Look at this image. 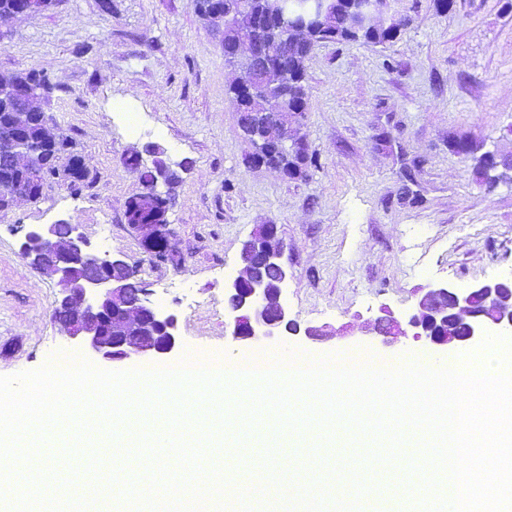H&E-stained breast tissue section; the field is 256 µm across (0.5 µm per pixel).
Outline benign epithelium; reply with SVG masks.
I'll return each mask as SVG.
<instances>
[{"label": "benign epithelium", "mask_w": 512, "mask_h": 512, "mask_svg": "<svg viewBox=\"0 0 512 512\" xmlns=\"http://www.w3.org/2000/svg\"><path fill=\"white\" fill-rule=\"evenodd\" d=\"M323 4L324 0H306L301 12L280 11L277 29L285 35L300 32V24L321 15ZM242 57L251 64L247 85L251 101L266 109L262 114L240 113V127L246 129L258 115L269 119L277 116L272 111L276 99L267 88L266 73L275 63L281 73L288 74V58L274 41L261 37H245L237 42L224 62L233 68ZM46 152L45 148L35 152L16 147L1 154L0 160L14 165L18 163L17 154L25 155L30 183L38 186L39 193ZM131 228L146 242L167 239L164 224H133ZM272 235H278L275 224H263L253 233L241 249L240 274L224 284L230 336L239 341L290 336L316 340L323 335L322 330L301 326L281 300L288 272L281 262L282 249L267 244ZM20 254L55 279L59 296L54 316L60 333L83 344L99 362L111 365L177 349L176 316L154 307L146 289L134 288V272L122 256L95 254L80 225L66 221L34 224L23 237ZM269 267L278 272L273 282L266 276ZM373 330L387 344L403 337L437 350L467 352L487 333L512 335V278L481 281L466 289L448 282L433 283L412 311L400 318L378 317Z\"/></svg>", "instance_id": "benign-epithelium-1"}]
</instances>
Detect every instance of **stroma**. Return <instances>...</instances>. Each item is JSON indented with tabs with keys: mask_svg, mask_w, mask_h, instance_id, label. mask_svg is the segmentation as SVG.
<instances>
[{
	"mask_svg": "<svg viewBox=\"0 0 512 512\" xmlns=\"http://www.w3.org/2000/svg\"><path fill=\"white\" fill-rule=\"evenodd\" d=\"M508 0H399L410 18L391 43L330 42L308 63L302 134L317 163L290 180L250 163L252 148L226 94L232 74L220 34L197 0H55L0 20V73L37 69L54 90L48 111L89 172L49 179L38 199L0 215V376L80 352L53 320L59 289L19 253L25 230L67 220L94 248L123 255L156 307L174 313L173 353L126 369L167 367L189 350L234 360L288 348L310 356L365 350L385 359L429 355L421 342L383 343L381 307L407 312L422 288H460L512 274V178L487 187L464 140L512 159V8ZM139 113L129 131L118 106ZM164 148L181 181L167 211L170 255L147 250L125 204L143 190L127 159ZM274 224L288 278L281 299L305 325L346 336L238 342L225 330L224 285L257 225ZM378 487L362 512H410L407 490L363 462Z\"/></svg>",
	"mask_w": 512,
	"mask_h": 512,
	"instance_id": "obj_1",
	"label": "stroma"
}]
</instances>
